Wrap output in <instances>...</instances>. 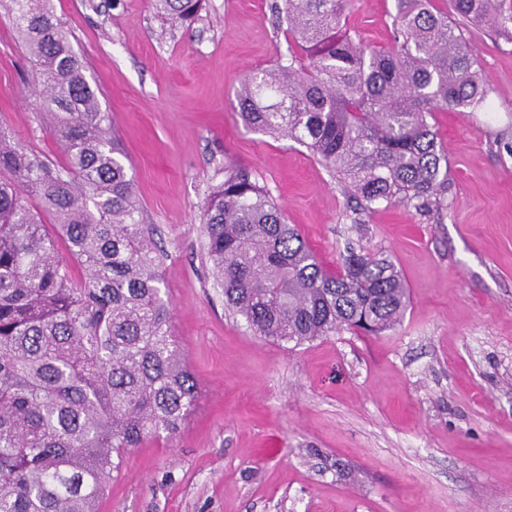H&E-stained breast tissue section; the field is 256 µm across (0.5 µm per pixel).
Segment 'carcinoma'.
<instances>
[{"mask_svg": "<svg viewBox=\"0 0 512 512\" xmlns=\"http://www.w3.org/2000/svg\"><path fill=\"white\" fill-rule=\"evenodd\" d=\"M11 2L63 160L0 128V512H97L123 454L175 434L198 385L170 330L152 229L84 62L51 0ZM203 3L153 0L181 25ZM452 5L509 34L503 0ZM345 6L285 0L279 24L293 45L240 83L241 119L306 147L361 214L437 208L448 158L429 117L485 105L473 50L432 0H397L391 44L375 48L347 28ZM222 171L205 204L206 258L225 304L258 335L297 347L402 322L409 296L387 255L349 246L326 268L247 170Z\"/></svg>", "mask_w": 512, "mask_h": 512, "instance_id": "1", "label": "carcinoma"}]
</instances>
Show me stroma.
Masks as SVG:
<instances>
[{"instance_id": "obj_1", "label": "stroma", "mask_w": 512, "mask_h": 512, "mask_svg": "<svg viewBox=\"0 0 512 512\" xmlns=\"http://www.w3.org/2000/svg\"><path fill=\"white\" fill-rule=\"evenodd\" d=\"M284 0H207L173 27L151 0H53L86 65L161 248L172 332L198 380L173 439L129 449L99 512H512V41L459 21L486 107L434 113L441 208L395 205L353 229L347 198L303 146L247 130L235 90L288 42ZM0 0V127L61 152L39 76ZM396 0H350L348 28L392 38ZM249 170L327 268L347 241L388 254L402 324L292 349L228 310L204 253L218 168Z\"/></svg>"}]
</instances>
